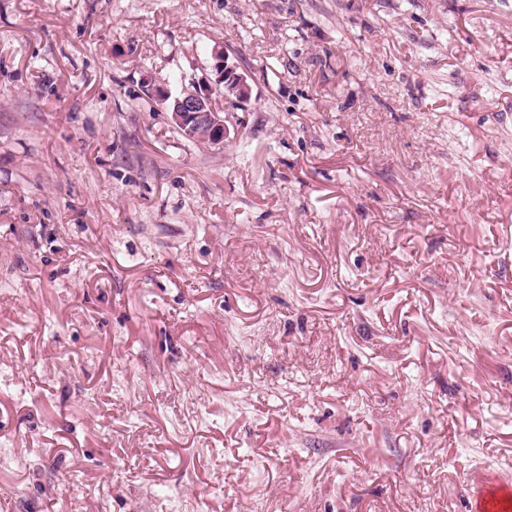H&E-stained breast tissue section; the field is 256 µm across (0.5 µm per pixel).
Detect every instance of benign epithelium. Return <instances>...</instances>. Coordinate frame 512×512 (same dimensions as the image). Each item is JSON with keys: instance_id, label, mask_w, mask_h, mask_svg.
<instances>
[{"instance_id": "1", "label": "benign epithelium", "mask_w": 512, "mask_h": 512, "mask_svg": "<svg viewBox=\"0 0 512 512\" xmlns=\"http://www.w3.org/2000/svg\"><path fill=\"white\" fill-rule=\"evenodd\" d=\"M215 70V87L174 98L171 116L187 137L219 145L230 138V129L223 113L213 104V92L222 94L228 103L242 107L250 101L252 87L244 71L227 54L217 56Z\"/></svg>"}]
</instances>
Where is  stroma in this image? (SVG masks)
<instances>
[{
    "instance_id": "stroma-1",
    "label": "stroma",
    "mask_w": 512,
    "mask_h": 512,
    "mask_svg": "<svg viewBox=\"0 0 512 512\" xmlns=\"http://www.w3.org/2000/svg\"><path fill=\"white\" fill-rule=\"evenodd\" d=\"M249 76L233 135L171 96ZM512 475V0H0V512H468ZM216 58L214 90L212 87L200 88L174 98L171 116L187 137L219 145L230 138V129L224 122L223 112H218L213 104V91L222 94L228 103L243 107L251 99L252 87L247 75L231 61L229 54Z\"/></svg>"
}]
</instances>
